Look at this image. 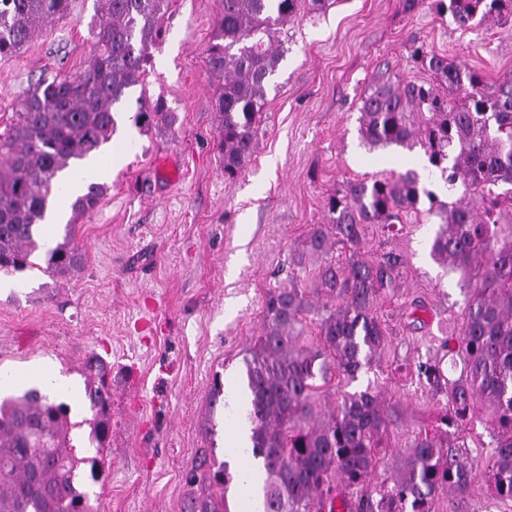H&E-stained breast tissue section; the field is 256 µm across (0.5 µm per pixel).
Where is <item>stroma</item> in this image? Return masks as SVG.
<instances>
[{"label":"stroma","instance_id":"stroma-1","mask_svg":"<svg viewBox=\"0 0 512 512\" xmlns=\"http://www.w3.org/2000/svg\"><path fill=\"white\" fill-rule=\"evenodd\" d=\"M220 0H171L165 35L151 51L138 97L164 99L175 113L168 130L124 127L109 147L107 191L91 214L77 217L82 272L56 278L43 270L10 274L0 292V371L47 368L76 402L82 364L99 354L112 367V436L98 456L102 478L87 482L94 512H189L203 484H189L201 453L224 460L228 423L210 409L214 379L242 382L243 358L262 327L266 294L290 247L309 225L327 221L326 197L347 181L409 170L434 191L422 152L368 150L359 134V100L374 73L404 80L430 72L411 57L413 43L481 73L512 74V22L470 29L441 18L431 0H299L279 32L284 55L273 76L257 149L233 179L215 148L219 80L206 48ZM94 0H74L71 16L48 25L15 55L0 59V129L29 86L72 74L91 58ZM434 220L405 225L407 255L392 301L378 307L392 330L376 370L393 408L390 446L372 476L380 481L406 453L405 442L435 425L441 402L423 392L414 361L441 354L440 344L466 304L460 275L430 256ZM421 298L426 326L411 331L404 301Z\"/></svg>","mask_w":512,"mask_h":512}]
</instances>
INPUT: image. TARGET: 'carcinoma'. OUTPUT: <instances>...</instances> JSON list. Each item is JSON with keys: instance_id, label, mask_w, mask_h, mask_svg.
Wrapping results in <instances>:
<instances>
[{"instance_id": "1", "label": "carcinoma", "mask_w": 512, "mask_h": 512, "mask_svg": "<svg viewBox=\"0 0 512 512\" xmlns=\"http://www.w3.org/2000/svg\"><path fill=\"white\" fill-rule=\"evenodd\" d=\"M73 0H0V58L16 54L47 24L71 15ZM91 24L93 54L87 68L41 79L23 96L16 120L0 130V272L37 269V227L58 177L103 151L124 120L141 131L176 122L162 99L139 101L133 115L121 103L142 82L151 47L160 39L169 0H96ZM297 0H221L206 53L210 73L221 80L218 150L224 175L233 178L251 159L266 91L284 50L276 43ZM440 16L461 28L512 17V0H433ZM413 57L433 75L430 82L372 78L361 97L359 133L369 149L423 150L429 168L462 195L438 199L419 190L413 171L348 181L326 198L328 223L310 225L290 251L289 266L314 268L312 280L294 276L267 292L263 328L243 358L250 394L251 456L261 460L263 512H438L443 494L468 496L481 465L491 493L512 502V77L489 83L422 46ZM503 191H498V188ZM106 186L90 181L71 205L76 216L94 211ZM429 207L419 208L420 195ZM439 218L430 254L460 271L471 296L461 322L441 346L454 356L450 369L438 357L415 364L432 398L446 400L440 433L419 431L403 463L371 489L367 479L389 447L392 407L372 384L334 408L321 389L337 372L349 381L378 365L387 329L376 304L393 297L406 258L384 242L365 251L369 231L391 232L410 214ZM75 224L46 250V271L66 277L82 269L84 253L73 244ZM346 250L336 257V247ZM327 304L314 307L313 299ZM316 315L309 342L308 314ZM94 413L88 441L100 449L112 436V393L98 355L82 370ZM489 411L490 453L482 461L445 441L472 429L475 410ZM71 406L37 388L0 399V512H92L78 480L71 444ZM249 456V457H251ZM244 457L242 463H247ZM227 465L208 474L215 492L191 499L199 512H229Z\"/></svg>"}]
</instances>
